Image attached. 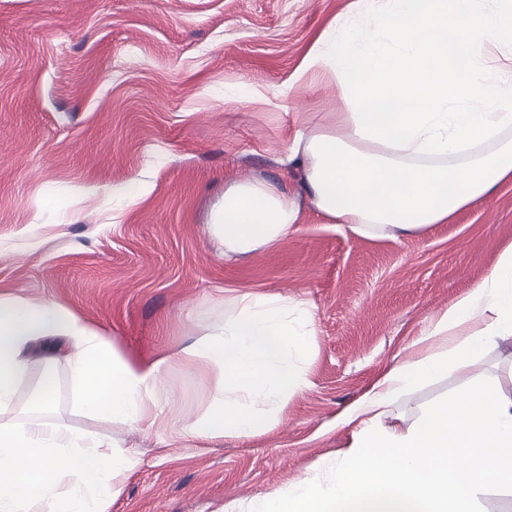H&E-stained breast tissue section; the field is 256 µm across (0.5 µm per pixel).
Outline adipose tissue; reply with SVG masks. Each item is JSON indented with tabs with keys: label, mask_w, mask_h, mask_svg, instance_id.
Returning <instances> with one entry per match:
<instances>
[{
	"label": "adipose tissue",
	"mask_w": 512,
	"mask_h": 512,
	"mask_svg": "<svg viewBox=\"0 0 512 512\" xmlns=\"http://www.w3.org/2000/svg\"><path fill=\"white\" fill-rule=\"evenodd\" d=\"M356 15L359 26L338 19L322 30L293 75L330 72L348 109L298 137L287 157H305L311 204L352 233L449 223L512 179V0H358ZM301 218L298 200L278 184L244 181L225 190L210 231L225 253H247L275 246ZM310 334L305 307L249 293L209 337L177 356L135 362L61 304L0 296V407L34 358H63L85 411L150 428L177 358L221 374L212 404L180 437L251 436L308 387ZM424 338L437 350L388 372L347 410L354 430L332 485L304 480L258 499L251 512H478V490L512 487V397L493 385L474 384L406 428L380 423L405 389L512 340V249ZM141 463L137 450L58 423H0V512H107ZM66 473L74 482L62 496Z\"/></svg>",
	"instance_id": "obj_1"
}]
</instances>
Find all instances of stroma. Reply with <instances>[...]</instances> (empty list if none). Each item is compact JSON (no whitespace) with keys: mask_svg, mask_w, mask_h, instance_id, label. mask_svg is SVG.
<instances>
[{"mask_svg":"<svg viewBox=\"0 0 512 512\" xmlns=\"http://www.w3.org/2000/svg\"><path fill=\"white\" fill-rule=\"evenodd\" d=\"M353 0H0V295L50 300L111 336L123 357L172 356L159 407L202 413L216 374L179 350L246 293L304 303L308 388L243 438L178 440L89 414L65 361L48 407L34 361L0 421L41 417L124 448L139 469L108 512H250L309 479L328 487L352 429L341 414L410 362L428 325L512 246V180L447 224L355 235L304 201L284 159L343 109L326 73L290 78ZM275 182L303 220L274 247L225 254L209 233L225 189ZM138 182L144 196L112 188ZM512 395V344L401 393L384 425L412 424L468 373Z\"/></svg>","mask_w":512,"mask_h":512,"instance_id":"stroma-1","label":"stroma"}]
</instances>
